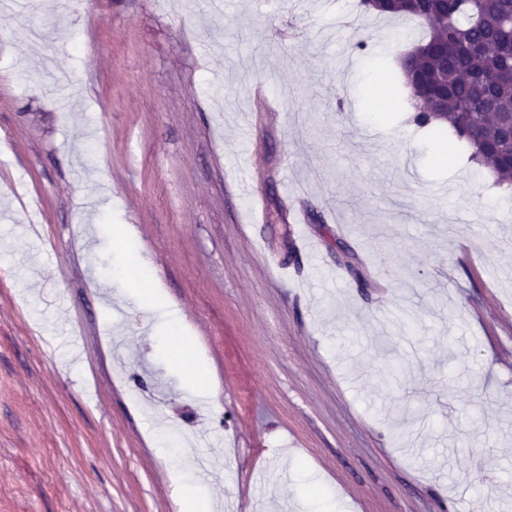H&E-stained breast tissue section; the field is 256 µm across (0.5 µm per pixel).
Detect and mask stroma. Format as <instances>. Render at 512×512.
<instances>
[{"mask_svg":"<svg viewBox=\"0 0 512 512\" xmlns=\"http://www.w3.org/2000/svg\"><path fill=\"white\" fill-rule=\"evenodd\" d=\"M357 2L0 0V512H512V188Z\"/></svg>","mask_w":512,"mask_h":512,"instance_id":"stroma-1","label":"stroma"}]
</instances>
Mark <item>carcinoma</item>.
Listing matches in <instances>:
<instances>
[{"label": "carcinoma", "instance_id": "1", "mask_svg": "<svg viewBox=\"0 0 512 512\" xmlns=\"http://www.w3.org/2000/svg\"><path fill=\"white\" fill-rule=\"evenodd\" d=\"M377 16H411L428 34L398 58L420 128L446 124L467 142L471 160L512 183V66L501 53L512 40V0H451L448 10L392 0Z\"/></svg>", "mask_w": 512, "mask_h": 512}]
</instances>
